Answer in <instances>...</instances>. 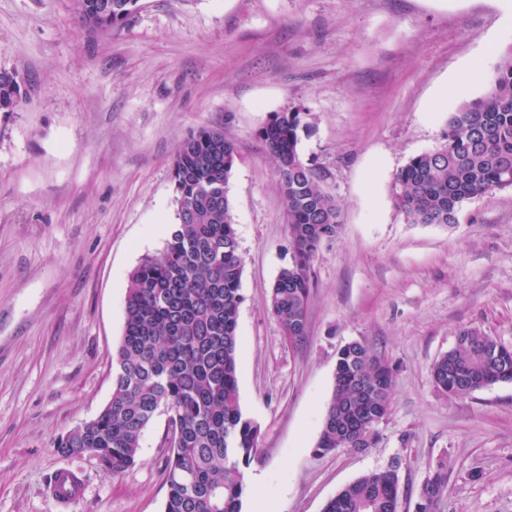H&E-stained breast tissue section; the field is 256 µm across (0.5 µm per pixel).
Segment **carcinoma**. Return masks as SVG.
Instances as JSON below:
<instances>
[{"instance_id": "cac0c4a2", "label": "carcinoma", "mask_w": 512, "mask_h": 512, "mask_svg": "<svg viewBox=\"0 0 512 512\" xmlns=\"http://www.w3.org/2000/svg\"><path fill=\"white\" fill-rule=\"evenodd\" d=\"M139 0H74L89 28L120 29ZM24 97L19 73L0 68V112ZM304 110L273 114L259 137L276 164L277 186L289 227L291 261L274 281L269 308L285 336L307 329L312 263L320 245L336 237L339 204L320 172L299 151ZM237 159L216 129L184 138L172 162L178 223L163 248L145 256L129 277L123 333L115 356L112 396L92 420L62 437L63 454L88 451L119 475L137 458L143 430L167 417L177 439L167 465L164 512H241L244 468L258 450L259 427L246 418L238 395L237 324L243 301L239 250L229 181ZM512 189V53L481 97L448 114L444 143L411 158L394 176L397 207L412 224L457 222L462 204ZM438 389L466 397L512 382V347L464 329L432 366ZM393 369L363 341L343 345L316 452L363 450L392 404ZM399 472L371 471L342 488L323 512H398ZM448 490L442 462L423 482L415 512H435Z\"/></svg>"}]
</instances>
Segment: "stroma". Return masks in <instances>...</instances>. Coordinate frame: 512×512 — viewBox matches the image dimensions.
<instances>
[{"label": "stroma", "instance_id": "stroma-1", "mask_svg": "<svg viewBox=\"0 0 512 512\" xmlns=\"http://www.w3.org/2000/svg\"><path fill=\"white\" fill-rule=\"evenodd\" d=\"M511 48L512 0H140L112 33L72 0H0V67L26 91L0 113V512H163L165 417L119 475L55 443L112 396L129 274L176 223L172 160L202 128L239 153L238 390L262 480L241 512H323L393 463L399 512H414L443 459L437 512H512V383L454 398L431 375L462 329L512 346V189L464 202L447 227L409 223L392 191ZM297 107L302 159L343 224L314 258L307 333L292 342L268 308L291 249L258 130ZM352 340L394 368L391 409L372 448L319 455L336 352ZM61 470L83 484L66 506L51 496Z\"/></svg>", "mask_w": 512, "mask_h": 512}]
</instances>
